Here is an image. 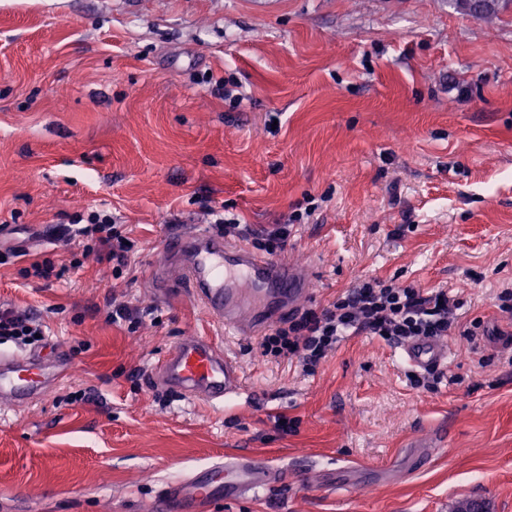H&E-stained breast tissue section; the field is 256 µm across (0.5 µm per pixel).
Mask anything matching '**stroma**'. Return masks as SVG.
I'll return each instance as SVG.
<instances>
[{"label": "stroma", "mask_w": 512, "mask_h": 512, "mask_svg": "<svg viewBox=\"0 0 512 512\" xmlns=\"http://www.w3.org/2000/svg\"><path fill=\"white\" fill-rule=\"evenodd\" d=\"M278 117L280 130L266 123ZM257 230L314 208L282 251L322 309L364 278L443 287L461 322L512 327V5L453 0H0V306L40 318L69 366L40 398L0 403V512H150L171 481L250 449L282 486L199 512H512L511 354L447 336L436 390L398 346L346 337L315 375L263 356L151 273L207 208ZM125 224L133 274L68 257L75 214ZM144 310L137 329L113 303ZM186 336H217L250 399L190 404L151 386ZM295 423L284 434L276 417ZM445 446L410 466L412 445ZM380 470L383 485L326 475Z\"/></svg>", "instance_id": "35a3bbf8"}]
</instances>
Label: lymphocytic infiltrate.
Masks as SVG:
<instances>
[{
    "label": "lymphocytic infiltrate",
    "mask_w": 512,
    "mask_h": 512,
    "mask_svg": "<svg viewBox=\"0 0 512 512\" xmlns=\"http://www.w3.org/2000/svg\"><path fill=\"white\" fill-rule=\"evenodd\" d=\"M62 234L83 241L85 252L98 253L112 261L116 273L132 269L134 247L110 214L93 211L86 220L64 225ZM459 302L447 289L422 291L398 288L378 279L359 282L326 308L308 309L293 315L265 334L260 348L265 355L298 361L304 375H312L328 353L347 336L367 334L390 343L418 337H441L452 330L476 338L485 335L481 319L459 324ZM42 322L12 309L0 310V340L24 345L43 341Z\"/></svg>",
    "instance_id": "obj_1"
}]
</instances>
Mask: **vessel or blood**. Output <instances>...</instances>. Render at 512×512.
Masks as SVG:
<instances>
[{
	"label": "vessel or blood",
	"instance_id": "vessel-or-blood-1",
	"mask_svg": "<svg viewBox=\"0 0 512 512\" xmlns=\"http://www.w3.org/2000/svg\"><path fill=\"white\" fill-rule=\"evenodd\" d=\"M173 269L180 272L184 290L202 305L213 323L228 330L239 329L244 316L252 330L269 326L294 310L315 286L308 270L202 228L169 234L158 278L168 279ZM400 349L403 359L421 370H434L448 361V346L437 339L411 340ZM49 379L42 356L0 353L1 400L13 405L29 402L41 394ZM150 381L191 402L212 406L245 391L237 359L211 337H184L157 360ZM282 482L281 469L241 453L169 483L161 512H196L200 501L256 496Z\"/></svg>",
	"mask_w": 512,
	"mask_h": 512
}]
</instances>
